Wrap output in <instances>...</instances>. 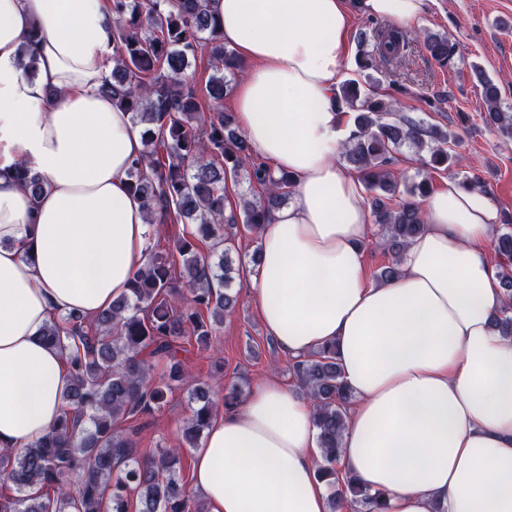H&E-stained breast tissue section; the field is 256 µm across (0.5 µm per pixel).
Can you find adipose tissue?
Listing matches in <instances>:
<instances>
[{"label":"adipose tissue","mask_w":512,"mask_h":512,"mask_svg":"<svg viewBox=\"0 0 512 512\" xmlns=\"http://www.w3.org/2000/svg\"><path fill=\"white\" fill-rule=\"evenodd\" d=\"M428 0H364L413 24ZM247 66L234 88L242 130L294 200L261 231L249 276L268 333L289 358L336 346L349 394L336 477L382 494L386 512H512V341L492 320L507 298L486 245L493 203L457 182L422 202L426 229L399 275L370 282L362 183L338 162L354 131L335 87L348 53L346 0H209ZM107 0H0V451L58 422L66 356L40 339L54 317H93L127 294L150 230L129 189L142 153L111 82ZM36 59V77L18 64ZM43 180L32 194L15 176ZM311 402L274 380L216 414L192 459L206 512H330Z\"/></svg>","instance_id":"ef3b65f1"}]
</instances>
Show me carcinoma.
I'll list each match as a JSON object with an SVG mask.
<instances>
[{
	"label": "carcinoma",
	"mask_w": 512,
	"mask_h": 512,
	"mask_svg": "<svg viewBox=\"0 0 512 512\" xmlns=\"http://www.w3.org/2000/svg\"><path fill=\"white\" fill-rule=\"evenodd\" d=\"M207 0H111L114 31L113 102L145 125L144 150L129 169L130 190L150 220L189 224L191 231L168 248L147 247L144 266L130 281V293L91 322L78 314L51 320L42 331L46 343L65 353L71 381L68 409L54 428L34 444L0 453V512H203L180 478L183 447L160 448L140 459L133 440L120 423L164 408L179 387L189 391L190 415L182 428L184 447L195 448L216 412L208 383L194 380L178 358L180 341L195 338L209 344L224 316L234 313L238 293L230 291L234 268L224 242L238 224L256 234L270 213L293 193V181L254 159V149L239 130L234 115L218 109L235 75L234 52L224 46L217 18ZM373 52L357 58L368 70L376 60L400 61L410 43L407 31L374 25ZM429 56L451 64L459 45L445 35L425 39ZM207 53L214 74L206 84L217 108L202 114L191 61ZM487 125L512 128V114L501 106L500 90L482 72ZM340 106L355 110L357 132L344 156L371 193L375 223L382 238L399 251L425 229L419 204L410 199L395 207L399 179L393 172L399 150L409 144L429 150L426 165L448 167L449 134L436 125L398 114L392 102L364 93L354 79L336 92ZM221 158L222 163L215 162ZM17 178L34 194L40 176L21 166ZM244 176L264 187L257 199L241 198L239 208L226 210L227 176ZM206 243L218 261L200 252ZM499 263L496 277L512 300V229L495 237ZM210 319H205V314ZM158 357L166 372L155 377L144 353ZM289 370L314 403L322 464L317 476L330 479L331 509L355 505L375 509L380 495L353 479L332 481L339 437L345 423L348 395L332 345L292 361Z\"/></svg>",
	"instance_id": "carcinoma-1"
}]
</instances>
